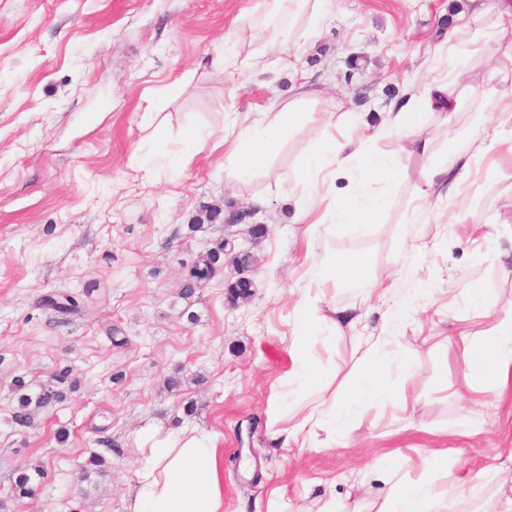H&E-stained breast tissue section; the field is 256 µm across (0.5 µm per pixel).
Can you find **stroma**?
<instances>
[{"mask_svg": "<svg viewBox=\"0 0 512 512\" xmlns=\"http://www.w3.org/2000/svg\"><path fill=\"white\" fill-rule=\"evenodd\" d=\"M259 0H0V512H128L139 449L158 432L198 429L224 451V512H379L383 474L432 478L435 512H512L500 478L512 477V411L496 392L464 389L459 330L485 335L489 310L512 307V154L472 158L476 116L512 141V80L494 76L512 55L487 34L512 0H330L315 37L280 48ZM237 32L266 70L222 72L206 54ZM454 34L466 53L433 49ZM447 78L455 112H433L424 132L433 160H468L463 188L419 201L424 162L400 139L367 138L396 96ZM305 85V118L244 182L224 169L223 149L188 148L187 128L219 136L224 123L257 115ZM351 120H343V113ZM364 137L402 177L386 186L348 170L301 212L288 190L322 142ZM388 204L360 227L336 221L353 188ZM215 213L203 229L197 217ZM250 245L251 302L229 305L223 279L180 295L198 254L228 238ZM367 254L364 285L337 277L317 293L320 268ZM71 293L63 318L40 296ZM358 304L363 333L384 336L390 392L367 410L344 399L337 419L360 415L327 448L281 446L269 435L273 394L294 364V310ZM127 339L112 345L107 327ZM352 332L315 329L308 353L334 386L356 372ZM413 367L405 376L403 364ZM78 386L18 429L21 392L52 384L60 368ZM180 380L167 389V378ZM105 474H79L90 454ZM446 468L427 474L422 458ZM42 467L32 497L11 493L19 471Z\"/></svg>", "mask_w": 512, "mask_h": 512, "instance_id": "35a3bbf8", "label": "stroma"}]
</instances>
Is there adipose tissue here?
<instances>
[{
    "mask_svg": "<svg viewBox=\"0 0 512 512\" xmlns=\"http://www.w3.org/2000/svg\"><path fill=\"white\" fill-rule=\"evenodd\" d=\"M301 98L275 105L260 112L249 125L233 120L225 124L220 140L225 162L238 179L253 176L265 159L276 152L282 137L300 120ZM459 99L448 89V81L436 78L418 93L397 101L384 123L375 131L376 138L391 135L408 139L412 154L426 158L417 187L420 197L426 198L447 185H459L468 175L467 165L455 170L430 163L432 143L423 133V118L431 112L455 111ZM355 169L371 174L382 181L398 177L396 169L382 156L355 149L342 152L335 145L318 146L307 158L303 174L293 191L308 195L318 189L317 174L326 169ZM297 331L291 343L294 366L288 389L275 393L277 407L284 408L307 393L318 398L296 428L274 430L273 440L288 442L295 432L339 431L347 435L359 428V420L336 421L332 412L340 399L326 378L307 354L304 337L317 316L308 302L298 303L295 309ZM384 339L380 336L361 338L358 345L361 369L352 379L351 400L370 406L388 388V364L380 352ZM465 365L467 384L471 390L504 389L512 381V309L495 313L490 335L472 336L466 342ZM223 459L214 442L194 430L167 433L152 439L142 448L138 487L129 512H223ZM385 506L381 512H431L435 496L430 480L406 481L398 471H387Z\"/></svg>",
    "mask_w": 512,
    "mask_h": 512,
    "instance_id": "1",
    "label": "adipose tissue"
}]
</instances>
